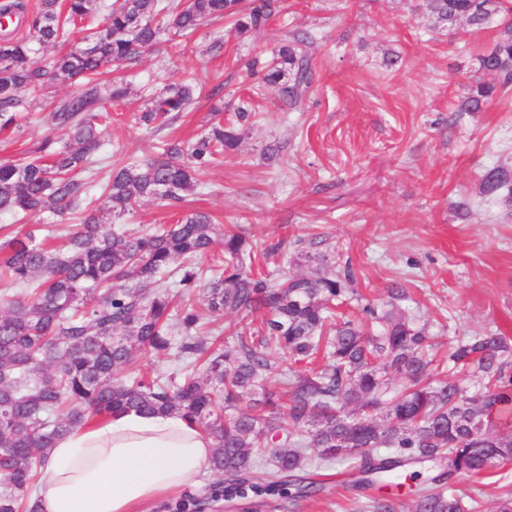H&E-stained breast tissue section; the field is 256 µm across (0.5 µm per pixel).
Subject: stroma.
<instances>
[{"label":"stroma","instance_id":"1","mask_svg":"<svg viewBox=\"0 0 512 512\" xmlns=\"http://www.w3.org/2000/svg\"><path fill=\"white\" fill-rule=\"evenodd\" d=\"M288 5L249 37L211 19L178 56L155 50L116 69L131 93L103 126L112 163L195 139L215 113L241 103L255 112L237 152L198 175L182 208L144 201L119 225L142 232L201 211L219 229L244 234L270 276L351 266L361 302L381 306L390 288L404 290L397 309L426 327L439 361L462 336L494 330L512 340V219L477 181L484 168L512 167V96L478 112L457 109L472 85L489 79L477 58L492 47L495 26L448 34L421 0ZM288 30L316 38L314 86L295 112L250 67L255 55L276 54ZM181 78L205 88L192 109L161 129L140 122L145 97ZM31 108L36 123L0 140V163L54 136L43 99ZM504 474L501 483L460 474L451 487L478 498L481 512H495L504 487L512 488V465ZM346 478L345 466L332 467L323 492L292 509L275 498L263 512H352Z\"/></svg>","mask_w":512,"mask_h":512}]
</instances>
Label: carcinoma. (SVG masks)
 Listing matches in <instances>:
<instances>
[{"mask_svg": "<svg viewBox=\"0 0 512 512\" xmlns=\"http://www.w3.org/2000/svg\"><path fill=\"white\" fill-rule=\"evenodd\" d=\"M285 0H42L25 17L19 0L0 4V133H16L30 119L29 98L58 83L83 81L79 93L49 113L66 140L0 163V212L32 228L0 244V281L24 292L0 294V512H35L29 491L53 442L89 421L128 409L175 414L213 440L211 467L227 476L231 500L252 494L255 505L288 494L308 498L322 487L309 469L351 463L348 489L360 493L402 476L419 482L412 512H473L475 499L445 487L456 474L484 476L512 463V347L489 330L456 339L448 359L476 378L473 395L430 374L434 358L424 329L396 309L367 303L360 316L336 308L355 298L350 266L315 277L293 274L272 281L246 269L245 237L219 234L208 215L189 213L154 232L131 234L106 225L143 199L178 207L196 175L237 149L240 126L251 113L237 108L188 146L167 143L161 152L114 166L101 184L84 177L103 147L102 108L127 98L129 83L107 79L111 67L144 51L176 46L209 19H233L241 34L268 25ZM422 7L450 31L460 23L481 30L500 18L492 50L478 57L494 81L478 82L458 107L478 112L512 90V0H423ZM28 24L35 43L54 45L68 25L89 26L85 48L56 60L47 71L34 64L32 43L10 27ZM310 36L293 32L276 57L252 66L266 88L300 109L314 82ZM203 88L174 82L148 99L140 116L165 126L187 111ZM479 191L501 201L512 216V169L479 174ZM79 215L63 250L47 247L36 232L44 212ZM220 246L224 255L214 253ZM214 264L204 267L203 257ZM206 290L216 316L235 313L243 331L224 346L200 328L187 309L172 321L170 289ZM274 345L302 372L280 387L261 380L274 371L266 348ZM147 351L175 352L186 367L163 382L119 377ZM395 375L406 378L392 400ZM354 512H397L387 497L354 501Z\"/></svg>", "mask_w": 512, "mask_h": 512, "instance_id": "1", "label": "carcinoma"}]
</instances>
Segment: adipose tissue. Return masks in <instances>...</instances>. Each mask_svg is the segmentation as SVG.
<instances>
[{"mask_svg":"<svg viewBox=\"0 0 512 512\" xmlns=\"http://www.w3.org/2000/svg\"><path fill=\"white\" fill-rule=\"evenodd\" d=\"M212 446L184 418L117 412L55 443L32 501L37 512H157L209 470Z\"/></svg>","mask_w":512,"mask_h":512,"instance_id":"1","label":"adipose tissue"}]
</instances>
